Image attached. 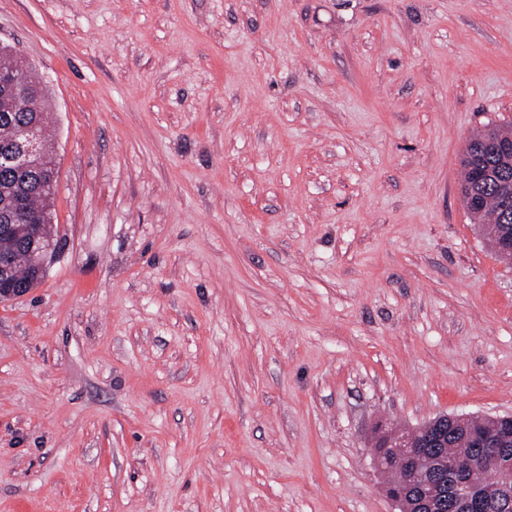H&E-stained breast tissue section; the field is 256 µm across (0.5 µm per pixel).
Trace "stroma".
Here are the masks:
<instances>
[{
	"mask_svg": "<svg viewBox=\"0 0 512 512\" xmlns=\"http://www.w3.org/2000/svg\"><path fill=\"white\" fill-rule=\"evenodd\" d=\"M61 250L0 302V512H394L376 428L512 413L460 193L512 0H0Z\"/></svg>",
	"mask_w": 512,
	"mask_h": 512,
	"instance_id": "35a3bbf8",
	"label": "stroma"
}]
</instances>
